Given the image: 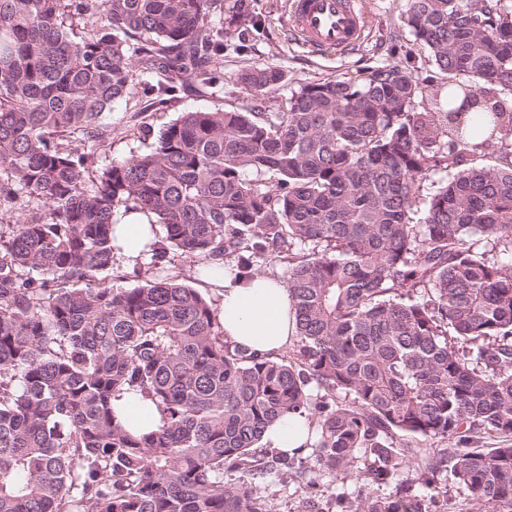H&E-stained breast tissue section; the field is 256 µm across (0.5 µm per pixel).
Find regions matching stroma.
<instances>
[{"mask_svg": "<svg viewBox=\"0 0 512 512\" xmlns=\"http://www.w3.org/2000/svg\"><path fill=\"white\" fill-rule=\"evenodd\" d=\"M248 3L247 19L229 16L224 19V61L215 74L212 88L201 91L196 85H186L167 109L148 112L144 109L147 94L141 86H134L107 116L112 125V138L106 146L93 148L95 165L149 151L161 128L180 113L196 109L224 110L248 103L247 90L238 76L251 66L274 65L282 69L283 83L271 96L275 102L306 83L336 76L357 79L384 63L414 69L422 78L433 74L403 26L407 0H367V38L356 54L342 58L314 55L287 39L286 0H248ZM308 470L304 481L284 475L259 483L257 490L268 512H340L342 504L388 491L387 486L378 487L365 478L345 476L315 464L309 465Z\"/></svg>", "mask_w": 512, "mask_h": 512, "instance_id": "1", "label": "stroma"}]
</instances>
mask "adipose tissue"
I'll return each instance as SVG.
<instances>
[{
	"label": "adipose tissue",
	"instance_id": "obj_1",
	"mask_svg": "<svg viewBox=\"0 0 512 512\" xmlns=\"http://www.w3.org/2000/svg\"><path fill=\"white\" fill-rule=\"evenodd\" d=\"M113 230L115 253L130 264L155 240L147 217L142 213L126 215ZM201 279L217 291L219 320L225 339L248 351L271 356L287 349L295 334V318L283 280L271 274L237 277L220 260L212 262ZM113 407L131 431H149L158 425L155 406L141 396L121 394L114 400ZM307 438L308 423L305 416L298 413L280 417L263 435L266 445L291 454L300 451Z\"/></svg>",
	"mask_w": 512,
	"mask_h": 512
}]
</instances>
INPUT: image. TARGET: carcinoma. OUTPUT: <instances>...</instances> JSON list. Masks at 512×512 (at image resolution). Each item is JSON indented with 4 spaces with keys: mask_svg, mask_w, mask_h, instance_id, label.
I'll list each match as a JSON object with an SVG mask.
<instances>
[{
    "mask_svg": "<svg viewBox=\"0 0 512 512\" xmlns=\"http://www.w3.org/2000/svg\"><path fill=\"white\" fill-rule=\"evenodd\" d=\"M217 2L0 0V198L36 206L0 225V512H267L256 481L276 464L307 474L257 453L295 412L327 469L385 485L419 459L410 482L448 471L474 504L512 512V0H408L434 81L384 64L274 112H183L149 152L89 170L64 135L104 145L134 70L157 111L186 76L214 84ZM134 33L149 36L135 62ZM283 79L239 76L256 100ZM438 170L446 183L421 197ZM117 207L162 227L153 269L169 251L201 267L233 255L240 274L284 263L298 344L248 354L197 289L98 278ZM122 393L155 405V430L125 429ZM485 434L504 444L472 447ZM346 512L437 510L398 485Z\"/></svg>",
    "mask_w": 512,
    "mask_h": 512,
    "instance_id": "cac0c4a2",
    "label": "carcinoma"
}]
</instances>
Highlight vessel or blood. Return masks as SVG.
<instances>
[{"instance_id":"1","label":"vessel or blood","mask_w":512,"mask_h":512,"mask_svg":"<svg viewBox=\"0 0 512 512\" xmlns=\"http://www.w3.org/2000/svg\"><path fill=\"white\" fill-rule=\"evenodd\" d=\"M366 23L364 0H289L288 38L317 56L356 53Z\"/></svg>"}]
</instances>
